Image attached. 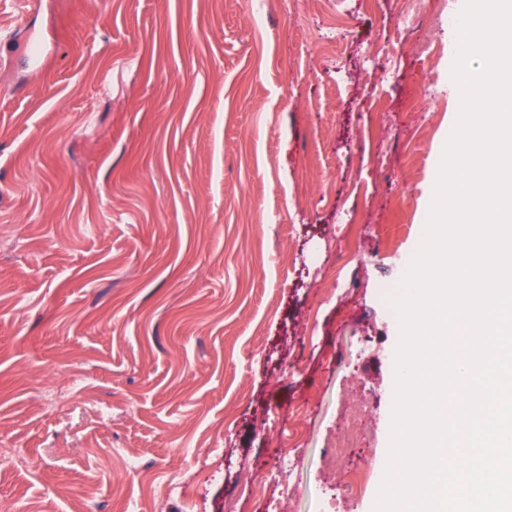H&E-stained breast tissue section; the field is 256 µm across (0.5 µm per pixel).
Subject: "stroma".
<instances>
[{"label": "stroma", "instance_id": "stroma-1", "mask_svg": "<svg viewBox=\"0 0 512 512\" xmlns=\"http://www.w3.org/2000/svg\"><path fill=\"white\" fill-rule=\"evenodd\" d=\"M446 2L0 9V512H372Z\"/></svg>", "mask_w": 512, "mask_h": 512}]
</instances>
